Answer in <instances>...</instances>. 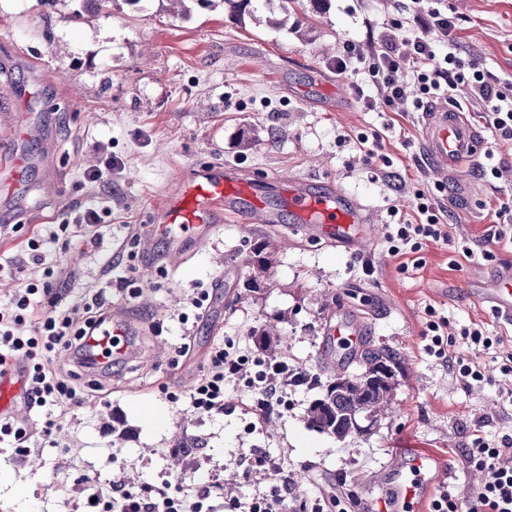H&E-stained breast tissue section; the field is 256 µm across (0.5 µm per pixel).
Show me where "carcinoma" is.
I'll list each match as a JSON object with an SVG mask.
<instances>
[{"mask_svg":"<svg viewBox=\"0 0 512 512\" xmlns=\"http://www.w3.org/2000/svg\"><path fill=\"white\" fill-rule=\"evenodd\" d=\"M224 10L238 21L251 14L254 0H219ZM274 250L268 239L258 241L244 259L250 270L246 280L249 288L259 286L269 276ZM360 372L345 374L339 368L330 376L322 397L307 409V419L316 430L343 439L354 433V426L363 418L375 423L388 411L397 373L402 368L400 353L368 343L354 355Z\"/></svg>","mask_w":512,"mask_h":512,"instance_id":"carcinoma-1","label":"carcinoma"}]
</instances>
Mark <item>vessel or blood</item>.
I'll use <instances>...</instances> for the list:
<instances>
[{"instance_id":"1","label":"vessel or blood","mask_w":512,"mask_h":512,"mask_svg":"<svg viewBox=\"0 0 512 512\" xmlns=\"http://www.w3.org/2000/svg\"><path fill=\"white\" fill-rule=\"evenodd\" d=\"M421 150L429 172L441 182L457 179L461 166L476 160L483 140L481 132L467 119L463 108L432 103L421 112ZM288 213L294 223L321 233L329 243L359 245L366 239L370 219L353 197L335 187H313L298 181L284 188ZM263 191L250 178L216 164L190 177L179 178L166 198L156 207L155 233L165 239L174 254L186 258L216 233L224 220L234 217L260 224H275L277 214L265 209ZM476 297L506 321L512 322V269H503L493 286L477 289ZM132 323L112 316L105 338L87 340L90 350L103 348L106 340L118 341L113 355L128 358L126 336ZM446 463L433 456H421L398 463L380 479L391 491L398 512H425L424 505L435 489Z\"/></svg>"}]
</instances>
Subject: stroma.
I'll return each instance as SVG.
<instances>
[{
  "mask_svg": "<svg viewBox=\"0 0 512 512\" xmlns=\"http://www.w3.org/2000/svg\"><path fill=\"white\" fill-rule=\"evenodd\" d=\"M456 27L452 37L475 67L512 83V0H444ZM80 22H72L74 12ZM308 16L301 29L274 27L285 15ZM399 17L397 0H261L237 23L222 4H191L185 16L167 0L131 7L113 0L108 12L83 11L82 0H0V170H10L13 149L28 159L25 194L0 189V257L23 254L34 225L59 224L93 206L104 215L99 247L73 238L57 257L64 292L83 295L104 287L102 267L117 256L132 269L136 293L113 292L112 305L134 322L132 361L98 376L85 404L73 407L52 436H34L28 455L0 447V512H85L87 501L113 480L136 490L185 479L218 486L224 497L267 490L268 481L244 485L233 461L258 449L281 467L297 494L333 502V512H393L389 496L372 490L378 474L397 460L434 454L450 461L454 486L471 499L479 484L464 455L474 428L489 439L512 434V375L469 387L447 364L429 356L423 331L428 309L447 317V332L477 324L512 338V324L470 295L497 271L512 266V247L494 243L495 211L512 198V145L487 141L498 178L476 164L460 184L438 193L452 240L467 241L470 257L432 244L416 266L400 271L388 257L385 226L411 215L415 194L435 179L419 152L418 115L411 102L366 110L354 84L361 71L332 66L345 41L372 53ZM31 129L11 146L15 123ZM380 134L384 172L368 159L361 135ZM117 159L98 183L88 170ZM213 163L237 168L265 187L277 209L282 194L271 178L310 180L341 187L373 218V235L359 252L308 235L298 224L227 221L222 232L187 263L153 241V204L187 176ZM277 243L270 277L245 287L242 265L254 242ZM493 259H486V251ZM211 303L190 331L178 322L190 312L193 289ZM365 326L368 342L400 352L392 409L367 434L346 439L310 428L307 409L322 388L291 386L283 404L263 415L245 387H226L223 414L193 409L188 393L213 344L231 340L261 351L255 332L276 325L288 338L281 352L311 376L327 375L333 360L348 372L358 366L347 350L323 341L330 317ZM194 356L183 360L182 344ZM194 442L193 450L180 441ZM346 473L337 486V473Z\"/></svg>",
  "mask_w": 512,
  "mask_h": 512,
  "instance_id": "35a3bbf8",
  "label": "stroma"
}]
</instances>
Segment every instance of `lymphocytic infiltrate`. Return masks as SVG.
Returning a JSON list of instances; mask_svg holds the SVG:
<instances>
[{
	"label": "lymphocytic infiltrate",
	"mask_w": 512,
	"mask_h": 512,
	"mask_svg": "<svg viewBox=\"0 0 512 512\" xmlns=\"http://www.w3.org/2000/svg\"><path fill=\"white\" fill-rule=\"evenodd\" d=\"M443 0H407L402 9L415 24L433 32V39L415 38L410 53H402L394 38L383 36L371 56H363L355 42L344 45L342 56L333 63L337 73L344 74L363 64L372 83L386 87L388 100L405 97L398 72L410 71L418 88L413 101L415 110H422L434 99L453 97L458 87H467L476 100L488 109L487 124L498 141L512 142V84L500 86L490 81L483 71L466 63L449 35L455 27L452 18L441 10ZM416 217L386 227L387 252L402 257L421 250L429 242L449 240L442 210L432 196L415 195ZM59 234L53 225L33 231L25 252L33 264L44 266L47 277L26 282L9 299L7 311H0V374L15 371L24 378L20 398L27 408L44 412L41 433L51 437L68 410L80 403L78 381L81 372L94 370L85 356L83 343L89 334L101 330L108 317L113 289H127L131 280L120 263L106 261L103 274L108 287L91 297L69 298L60 287L62 275L54 246ZM445 318L428 320L423 336L427 354L444 360L449 370L465 385L486 382L482 364L490 359L501 373H512V345L502 337L488 335L481 327L460 328L459 336L469 349L468 354L451 352V340L444 336ZM67 353L68 364L58 356ZM305 376L299 366L284 359H270L253 354L248 348L229 343L210 348L206 367L189 395L198 410L220 414L224 411L225 386L244 385L258 399L259 406L283 402L287 387ZM467 461L474 470L486 476L471 507H464L457 490L446 486L429 505V512H512V435L490 440L481 430H473ZM96 512H330L321 499L309 500L295 495L292 480L280 477L269 490L254 494L248 501L218 503L210 487L195 491L185 489L182 482H166L162 486L136 492L122 481L109 483L95 496Z\"/></svg>",
	"instance_id": "obj_1"
}]
</instances>
